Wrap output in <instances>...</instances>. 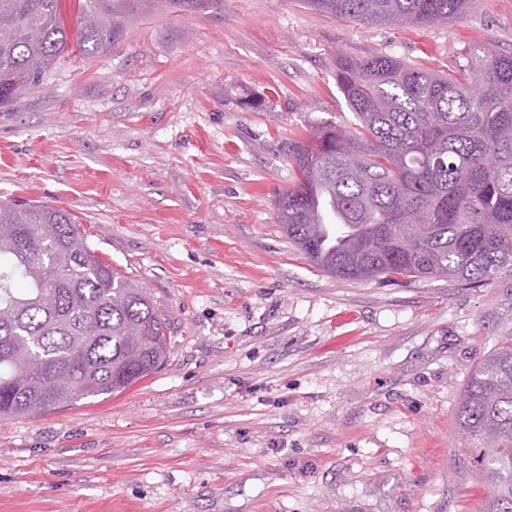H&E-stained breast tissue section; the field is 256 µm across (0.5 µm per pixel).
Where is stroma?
Masks as SVG:
<instances>
[{"label": "stroma", "mask_w": 512, "mask_h": 512, "mask_svg": "<svg viewBox=\"0 0 512 512\" xmlns=\"http://www.w3.org/2000/svg\"><path fill=\"white\" fill-rule=\"evenodd\" d=\"M112 46L0 106V201L67 210L165 316L121 394L0 419V512H482L457 408L512 334V271L340 279L277 221L307 126L349 125L336 61L512 54V0L427 26L304 0H110ZM265 109L241 107L247 96Z\"/></svg>", "instance_id": "obj_1"}]
</instances>
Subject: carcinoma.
<instances>
[{
    "label": "carcinoma",
    "instance_id": "carcinoma-1",
    "mask_svg": "<svg viewBox=\"0 0 512 512\" xmlns=\"http://www.w3.org/2000/svg\"><path fill=\"white\" fill-rule=\"evenodd\" d=\"M0 0V104L37 85L64 52L108 49L118 23L85 0ZM363 23L429 25L472 0H309ZM354 115L285 150L295 183L278 221L332 276L487 281L512 270V55L477 47L457 74L397 58L341 57ZM167 324L150 292L101 260L66 210L0 202V418L119 394L167 362ZM457 417L479 442L483 512H512V336L470 371Z\"/></svg>",
    "mask_w": 512,
    "mask_h": 512
}]
</instances>
